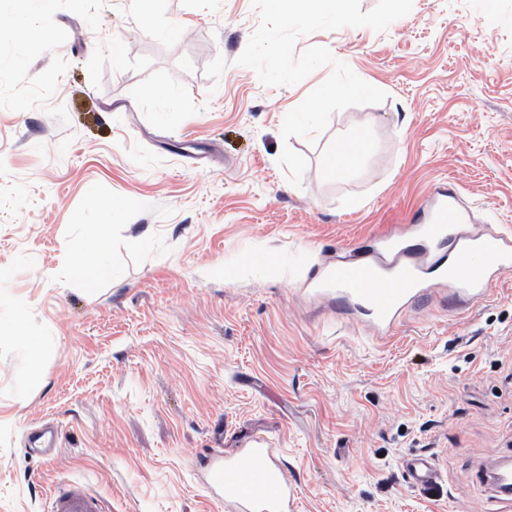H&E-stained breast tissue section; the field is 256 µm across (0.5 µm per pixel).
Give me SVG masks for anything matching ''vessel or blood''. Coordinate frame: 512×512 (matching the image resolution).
I'll list each match as a JSON object with an SVG mask.
<instances>
[{
	"instance_id": "b4317fda",
	"label": "vessel or blood",
	"mask_w": 512,
	"mask_h": 512,
	"mask_svg": "<svg viewBox=\"0 0 512 512\" xmlns=\"http://www.w3.org/2000/svg\"><path fill=\"white\" fill-rule=\"evenodd\" d=\"M466 216L455 190L440 192L423 224L395 225L376 240L374 253L341 259L322 285L347 305L366 312L380 341L391 338L401 313L419 302L431 284H448L471 302L486 298L494 276L512 269V240L463 229ZM276 449L263 445L211 467L207 483L226 512H294L296 496ZM403 471L419 485L435 483L431 459L408 456ZM49 512H105L99 499L72 483L48 502Z\"/></svg>"
}]
</instances>
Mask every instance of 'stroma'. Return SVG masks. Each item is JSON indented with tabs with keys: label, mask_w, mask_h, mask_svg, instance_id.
Instances as JSON below:
<instances>
[{
	"label": "stroma",
	"mask_w": 512,
	"mask_h": 512,
	"mask_svg": "<svg viewBox=\"0 0 512 512\" xmlns=\"http://www.w3.org/2000/svg\"><path fill=\"white\" fill-rule=\"evenodd\" d=\"M24 8L0 0V319L33 338L0 329V512H44L68 482L106 512H225L202 477L259 438L298 512H512L480 476L512 456V282L468 305L440 291L387 342L316 290L448 182L472 223L512 236V0H413L385 32L299 38L387 98L287 141L286 114L332 68L270 87L236 65L251 0H53L43 39L18 29ZM162 86L181 94L169 118ZM360 121L363 167L320 177ZM286 145L307 161L296 185ZM75 251L93 281L71 273ZM45 424L47 457L26 445ZM417 454L435 485L403 474Z\"/></svg>",
	"instance_id": "stroma-1"
}]
</instances>
